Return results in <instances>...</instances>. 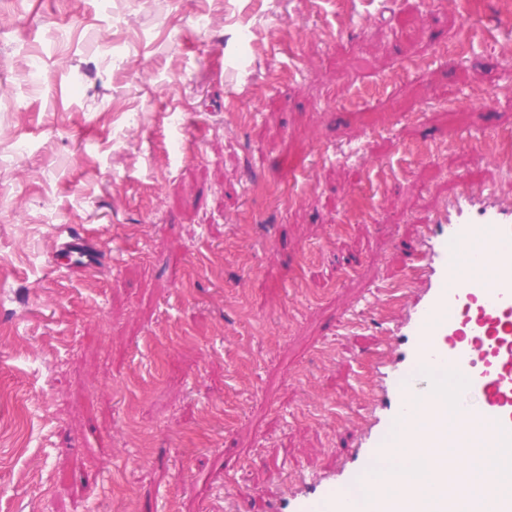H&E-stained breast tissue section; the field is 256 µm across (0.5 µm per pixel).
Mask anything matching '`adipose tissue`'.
Instances as JSON below:
<instances>
[{
	"label": "adipose tissue",
	"mask_w": 512,
	"mask_h": 512,
	"mask_svg": "<svg viewBox=\"0 0 512 512\" xmlns=\"http://www.w3.org/2000/svg\"><path fill=\"white\" fill-rule=\"evenodd\" d=\"M448 459L450 465L445 468L439 458L427 450L393 447L385 460L393 473L388 492L399 498H412L443 470L449 476H461L469 485L484 489L487 493L497 492L498 485L490 477L487 461L460 457L453 448L448 451Z\"/></svg>",
	"instance_id": "1"
}]
</instances>
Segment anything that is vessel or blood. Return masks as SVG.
Listing matches in <instances>:
<instances>
[{"label": "vessel or blood", "mask_w": 512, "mask_h": 512, "mask_svg": "<svg viewBox=\"0 0 512 512\" xmlns=\"http://www.w3.org/2000/svg\"><path fill=\"white\" fill-rule=\"evenodd\" d=\"M62 250L87 276L99 271L80 238ZM417 297L395 315L359 379L363 415L347 457L332 473L297 483L271 512H353L348 495L373 483L372 512H512V493L487 495L463 482L435 480L406 502L385 491L374 468L402 430L405 448H456L489 456L497 478H512V209L483 189H468L425 225L413 266ZM462 380L448 396L437 373ZM427 425L409 428L414 414ZM473 424L476 439L445 429Z\"/></svg>", "instance_id": "obj_1"}]
</instances>
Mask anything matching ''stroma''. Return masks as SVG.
<instances>
[{
	"label": "stroma",
	"instance_id": "stroma-1",
	"mask_svg": "<svg viewBox=\"0 0 512 512\" xmlns=\"http://www.w3.org/2000/svg\"><path fill=\"white\" fill-rule=\"evenodd\" d=\"M492 137L512 0H0V512H267L336 468L377 286L472 172L512 203ZM62 251L71 262H77L79 270L87 276H96L99 267L87 243L77 237H70L62 244Z\"/></svg>",
	"mask_w": 512,
	"mask_h": 512
}]
</instances>
